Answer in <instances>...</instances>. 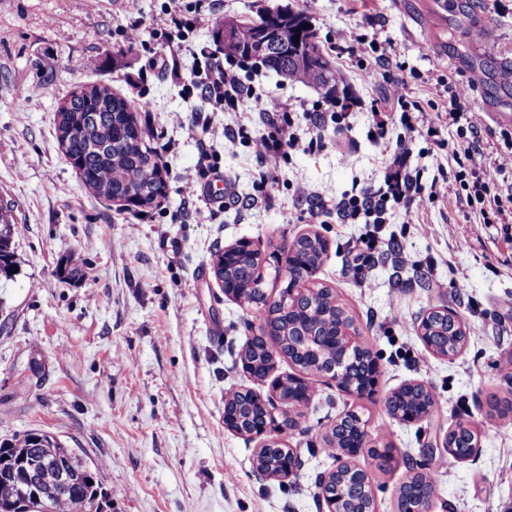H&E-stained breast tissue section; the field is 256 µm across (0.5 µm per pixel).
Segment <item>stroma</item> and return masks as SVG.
<instances>
[{"mask_svg": "<svg viewBox=\"0 0 512 512\" xmlns=\"http://www.w3.org/2000/svg\"><path fill=\"white\" fill-rule=\"evenodd\" d=\"M170 0H0V204L15 220L17 267L0 281V441L31 430L56 438L88 465L112 498V512H326L321 475L336 468L323 437L345 412L357 411L371 439L392 448L398 463L379 470L368 455L356 464L368 475L378 512H398L406 460L434 480L430 512H512V423L487 417L489 392L512 390V240L484 224L456 199L424 202L417 221L404 225L394 208L380 234L366 279L352 269V251L369 224L336 213L311 216L294 183L343 196L354 184L382 183L393 150L369 136L370 104L382 101L386 78L407 81L408 98L428 113L443 111L447 87L462 89L481 140L512 131V87L499 71L512 67V0H216L218 18H254L264 9L306 13L322 48L338 44L337 96L349 128L324 131L325 146L291 152L271 198L257 192L260 161L253 148L227 136L201 141L205 123L243 122L267 132L260 112L214 111L197 86L192 50L218 54L212 29L190 33L187 44L161 35ZM141 25L135 43L123 33ZM379 37L384 50L372 49ZM98 63L86 68V60ZM447 69H439L440 60ZM375 68L374 80L361 75ZM100 84L129 100L164 167L166 194L138 212L90 194L65 157L54 132L58 108L77 87ZM39 90L21 102L20 90ZM259 92L273 93L292 110L325 100V90L264 71ZM510 114L495 119L484 101ZM180 113L182 126H161L142 102ZM456 126L438 140L415 136L411 168L430 182L454 170L462 147ZM224 177L219 201L189 198L199 160ZM456 228L470 245L458 249ZM327 242L315 274L350 312L365 343L379 357L375 394L357 399L335 383L311 378L303 430L283 444L298 449L300 467L287 479L258 474V437L224 425V402L238 390L269 397L272 377L296 373L276 360L271 377L244 372L240 354L260 326L251 306L225 296L212 260L239 240L261 256L267 290L280 289L276 259L302 235ZM400 251L407 287L391 281L382 263L391 243ZM80 253L82 274L62 278L61 261ZM458 315L468 342L454 358L434 356L416 332L435 307ZM403 322H395V314ZM407 383L434 394L437 415L404 422L389 414L386 397ZM479 432L475 459L441 450L457 421Z\"/></svg>", "mask_w": 512, "mask_h": 512, "instance_id": "obj_1", "label": "stroma"}]
</instances>
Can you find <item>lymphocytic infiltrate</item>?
Masks as SVG:
<instances>
[{
	"label": "lymphocytic infiltrate",
	"instance_id": "lymphocytic-infiltrate-1",
	"mask_svg": "<svg viewBox=\"0 0 512 512\" xmlns=\"http://www.w3.org/2000/svg\"><path fill=\"white\" fill-rule=\"evenodd\" d=\"M168 19L163 37L166 41H186L189 28L209 27L215 16V0H190L188 6L173 5L167 11ZM200 74L201 92L218 112L260 111L267 116L268 133L256 136L253 147L262 169L258 189L271 195L279 187L277 172L280 163L291 151L314 149L322 144L320 129L325 121H332L337 128H344L347 113L326 111L323 104L312 105L304 114L309 121L307 129H300L287 103L275 97L265 98L258 93L254 81L262 73L260 63L234 57L225 60L207 58L197 67ZM412 153L410 143L397 141L393 152V170L387 175L384 186L367 184L352 189L341 199H319L320 211H337L347 220H364L368 224L387 221L389 204L403 209L406 218H413L424 199L465 200L468 206L478 208L484 223L498 224L503 229L512 228V192L498 193V178L505 171L502 163L492 162L473 165L470 149L454 151L457 165L454 176L438 173L429 189H422L418 180L408 172V160Z\"/></svg>",
	"mask_w": 512,
	"mask_h": 512
}]
</instances>
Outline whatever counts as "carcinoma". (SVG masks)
Instances as JSON below:
<instances>
[{
  "label": "carcinoma",
  "instance_id": "1",
  "mask_svg": "<svg viewBox=\"0 0 512 512\" xmlns=\"http://www.w3.org/2000/svg\"><path fill=\"white\" fill-rule=\"evenodd\" d=\"M281 18V33L292 48L293 54L312 52L319 64L312 65L306 60L273 59L258 52L256 31L250 24H237L227 20L217 26L215 38L224 42V28L231 27L234 44L225 47L224 54L263 61L266 67L277 72L286 80H296L313 86H324L334 77V67L326 57L317 40L313 28H302L309 23L303 12L285 14L280 10L267 9L264 17ZM55 131L59 145L72 167L76 170L83 186L96 196L112 202L129 191L143 193L142 202L133 205L135 209L151 208L159 204L160 194L153 187V176L160 165L157 155L145 143L146 133L139 125L129 103L112 93L107 86L82 87L72 92L56 112ZM14 224L12 210L0 207V275L10 273L15 265V254L11 251V234ZM305 270L317 269L326 251L325 240L318 234L303 235L292 244ZM260 257L249 252L245 258L231 264L223 280L235 286V296L254 307L260 315L262 334L252 338L241 352V362L246 364L249 373L257 378L271 370L275 358H291L294 365L305 367L308 352L300 336L307 331L316 336H329L336 330V320L341 314L352 319L351 314L341 307L336 295L327 287L319 289L313 298L302 296L283 308L277 302H268L253 289V283L262 277ZM430 336L428 343L443 355L452 357L466 344L467 336L461 325L453 318L434 314L429 318ZM274 338L275 348H267L263 334ZM369 368L362 354L350 357L345 378L359 388L368 378ZM435 400L429 391L420 385H405L392 392L386 406L393 416L404 415L409 411L433 410ZM224 415L230 420H239L245 432L249 433L265 425L268 414L265 402L259 395L250 391H237L224 403ZM302 410L295 403L286 404L281 423L283 427H301ZM355 412H347L325 435L324 442L331 451L350 448L359 442V431L354 423ZM477 445V432L474 427L460 421L448 431V447L456 456L469 455ZM376 467L386 470L395 463L392 449L374 447L368 450ZM288 449L282 447L265 448L256 456V468L262 471L277 472L282 469ZM36 458L43 459L35 469L37 482L50 493L51 512H81L82 503L102 496L104 488L97 477L93 484L87 480L69 488H58L60 468L74 470L83 464L72 452L58 441L41 432H28L0 443V502L20 499V485L11 476V469L22 468ZM433 482L420 472L410 471V476L399 487V512H412L421 504L418 486ZM370 482L357 475V471L335 472L330 474L327 492L340 503L344 512H355L367 505V492Z\"/></svg>",
  "mask_w": 512,
  "mask_h": 512
}]
</instances>
